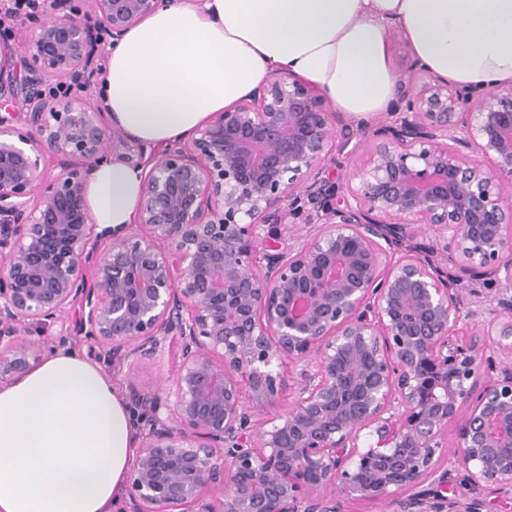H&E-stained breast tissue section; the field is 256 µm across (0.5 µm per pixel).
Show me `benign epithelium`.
<instances>
[{
    "label": "benign epithelium",
    "instance_id": "1",
    "mask_svg": "<svg viewBox=\"0 0 512 512\" xmlns=\"http://www.w3.org/2000/svg\"><path fill=\"white\" fill-rule=\"evenodd\" d=\"M84 2L24 22L12 92L31 109L0 113V385L42 360L25 334L43 324L107 364L176 365L163 397L129 384L144 426L123 512H339L338 492L472 512L443 494L447 463L512 494V85L413 60L337 178L339 115L285 71L154 147L47 87L169 0ZM102 160L144 175L132 225L97 229L84 189ZM466 275L502 286L498 310L463 312Z\"/></svg>",
    "mask_w": 512,
    "mask_h": 512
}]
</instances>
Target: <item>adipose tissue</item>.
I'll return each instance as SVG.
<instances>
[{
    "instance_id": "obj_1",
    "label": "adipose tissue",
    "mask_w": 512,
    "mask_h": 512,
    "mask_svg": "<svg viewBox=\"0 0 512 512\" xmlns=\"http://www.w3.org/2000/svg\"><path fill=\"white\" fill-rule=\"evenodd\" d=\"M400 31L436 74L512 84V0H173L112 48L102 77L112 123L149 145L196 129L281 69L354 120L386 112ZM139 170L94 167L96 224L132 223ZM135 427L111 375L65 350L0 388V512H113Z\"/></svg>"
}]
</instances>
